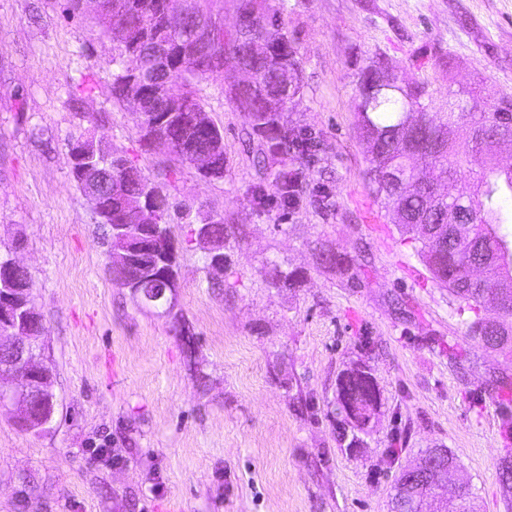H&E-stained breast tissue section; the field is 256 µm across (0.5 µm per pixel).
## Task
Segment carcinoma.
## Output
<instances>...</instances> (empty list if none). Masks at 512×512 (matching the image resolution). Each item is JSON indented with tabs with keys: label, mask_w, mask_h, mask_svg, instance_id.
Wrapping results in <instances>:
<instances>
[{
	"label": "carcinoma",
	"mask_w": 512,
	"mask_h": 512,
	"mask_svg": "<svg viewBox=\"0 0 512 512\" xmlns=\"http://www.w3.org/2000/svg\"><path fill=\"white\" fill-rule=\"evenodd\" d=\"M113 0H102L101 14L91 18L106 35L112 33L109 6ZM122 21L126 34L117 40L112 64L110 95L112 101H126V86L134 69L146 62V52L155 42L173 44L179 34L168 30L162 22L165 0H124ZM189 9L209 17L224 20L221 0H189ZM284 0H236V13L243 24L259 27L267 20L285 26ZM250 46L237 39L224 38L198 58L171 54L165 60L166 81H152L144 88L156 94L154 105L137 114L140 145L168 157L175 165L194 162L197 151H213L214 164L224 171V147L214 143L223 139L222 130L214 125L200 128L178 122L179 116L168 112L164 97L165 83L174 84L191 112L205 108L198 95L202 79L224 75V63L235 55L246 56ZM254 80L233 84L227 94L246 121L245 137L257 154L258 164L278 165L272 187L280 199L293 205L303 189L302 170L297 166L312 142L299 136L282 120L281 113L272 111L261 89L273 87L287 73L298 75L300 58L292 40L252 58ZM390 70L383 58L373 59L358 73L355 112L357 127L368 146L367 187L383 204L398 226L400 233L419 244L418 256L432 278L448 288L459 302V311H468L473 319L467 335L480 340L493 352L512 357V245L500 233L504 224H512V156L505 157L492 145V139L512 142V117L493 112H465L460 103L498 107L512 104V97L502 95L484 99L469 89L448 91V111L416 112L414 107L425 106L431 98L425 82L384 83ZM76 139L90 155L93 168L105 169L110 176L124 181L125 198L114 202L104 195L103 211L98 213L105 228L104 239L108 255L130 247L136 227L140 224V204L150 195L160 198L163 210L159 215V235L167 241L162 253L148 254L137 271L111 270L112 281L127 287L126 280L136 274L141 280L154 274L159 267L177 276L178 253L170 231L173 204L166 186L152 181L141 168L128 158L118 156L102 147L94 138L80 134ZM476 171L473 182L457 187L450 195H441L438 188L457 183L461 170ZM199 225L209 226V238L202 240L209 249L224 248L228 236L224 219H215L199 212ZM320 264L341 272L350 267L351 259L342 254L322 253ZM270 284L277 288H294L301 281L297 270L286 272L272 263L266 272ZM377 387L373 369L361 362L344 369L336 379L340 397L336 406L340 421L336 426L337 441L348 448L361 447L358 433L367 429L377 414L369 395ZM457 498L462 503L448 504V512H474L471 503L470 479L459 476Z\"/></svg>",
	"instance_id": "1"
}]
</instances>
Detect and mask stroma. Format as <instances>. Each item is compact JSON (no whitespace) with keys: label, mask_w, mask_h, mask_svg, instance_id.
Returning <instances> with one entry per match:
<instances>
[{"label":"stroma","mask_w":512,"mask_h":512,"mask_svg":"<svg viewBox=\"0 0 512 512\" xmlns=\"http://www.w3.org/2000/svg\"><path fill=\"white\" fill-rule=\"evenodd\" d=\"M286 5L302 86L286 117L320 143L290 210L222 91L234 68L200 86L224 132L223 178L171 176L141 149L134 112L112 103V41L67 17L64 0H0V253L30 269L56 397L40 433L0 413V512H390L400 462L427 448L455 454L478 512H512L497 476L512 455V383L496 384L512 361L467 336L468 315L370 194L353 107L356 75L378 54L429 83L434 112L452 87L512 94V0ZM79 134L171 179L172 313L113 283L99 217L70 173ZM200 210L231 227L223 269L185 242ZM322 252L353 263L323 267ZM271 261L302 282L268 284ZM356 361L373 368L381 405L351 452L336 441V377Z\"/></svg>","instance_id":"35a3bbf8"}]
</instances>
